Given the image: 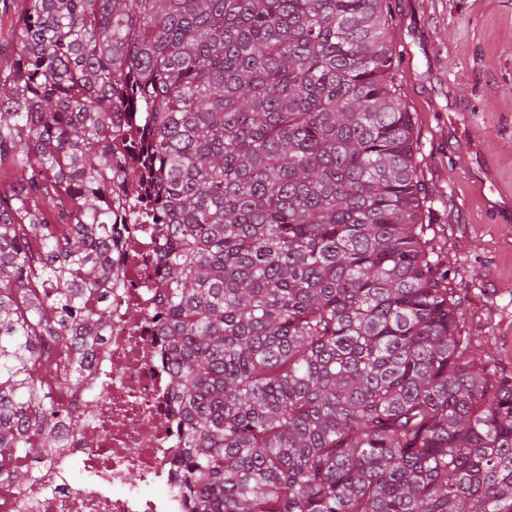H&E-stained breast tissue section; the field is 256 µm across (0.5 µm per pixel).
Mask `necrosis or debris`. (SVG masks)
<instances>
[{
    "instance_id": "4bbe7bcc",
    "label": "necrosis or debris",
    "mask_w": 512,
    "mask_h": 512,
    "mask_svg": "<svg viewBox=\"0 0 512 512\" xmlns=\"http://www.w3.org/2000/svg\"><path fill=\"white\" fill-rule=\"evenodd\" d=\"M133 254L112 287V323L78 395L87 409L70 452L37 473L34 489L0 492V512H190L177 495L180 422L171 399L163 338L149 315L150 268L161 239L129 237Z\"/></svg>"
}]
</instances>
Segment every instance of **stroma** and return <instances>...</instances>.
Returning a JSON list of instances; mask_svg holds the SVG:
<instances>
[{"mask_svg": "<svg viewBox=\"0 0 512 512\" xmlns=\"http://www.w3.org/2000/svg\"><path fill=\"white\" fill-rule=\"evenodd\" d=\"M396 83L415 118L431 245L460 324L512 378V0H387Z\"/></svg>", "mask_w": 512, "mask_h": 512, "instance_id": "stroma-1", "label": "stroma"}]
</instances>
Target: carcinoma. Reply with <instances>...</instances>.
<instances>
[{"mask_svg": "<svg viewBox=\"0 0 512 512\" xmlns=\"http://www.w3.org/2000/svg\"><path fill=\"white\" fill-rule=\"evenodd\" d=\"M385 0H26L0 70V488L69 448L123 274L166 236L194 512H512Z\"/></svg>", "mask_w": 512, "mask_h": 512, "instance_id": "obj_1", "label": "carcinoma"}]
</instances>
